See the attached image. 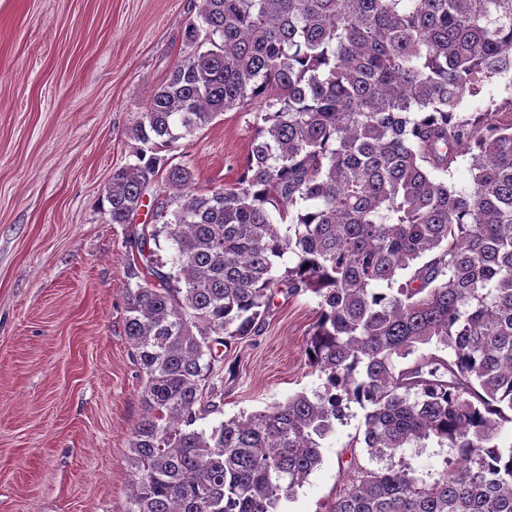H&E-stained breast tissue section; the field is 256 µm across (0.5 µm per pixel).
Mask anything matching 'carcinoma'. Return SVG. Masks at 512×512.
Returning a JSON list of instances; mask_svg holds the SVG:
<instances>
[{"mask_svg": "<svg viewBox=\"0 0 512 512\" xmlns=\"http://www.w3.org/2000/svg\"><path fill=\"white\" fill-rule=\"evenodd\" d=\"M194 9L195 50L148 95L104 197L111 224L151 219L126 241L145 375L128 512H281L358 411L348 447L384 466L353 464L330 512H512V83L491 94L512 77V0ZM234 108L262 124L237 181L203 192L167 152ZM283 287L320 298L322 389L199 427L224 399L216 350L257 335ZM433 441L456 454L439 477L394 461Z\"/></svg>", "mask_w": 512, "mask_h": 512, "instance_id": "1", "label": "carcinoma"}]
</instances>
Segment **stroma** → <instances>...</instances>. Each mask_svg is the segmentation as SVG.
<instances>
[{
    "instance_id": "35a3bbf8",
    "label": "stroma",
    "mask_w": 512,
    "mask_h": 512,
    "mask_svg": "<svg viewBox=\"0 0 512 512\" xmlns=\"http://www.w3.org/2000/svg\"><path fill=\"white\" fill-rule=\"evenodd\" d=\"M191 0H0V512H128L144 376L124 332L131 258L101 199L132 159L150 91L192 52ZM254 113L223 112L171 150L197 188L232 183ZM318 300L279 290L259 335L224 351L209 427L319 389L305 347ZM359 418L283 512H328Z\"/></svg>"
}]
</instances>
